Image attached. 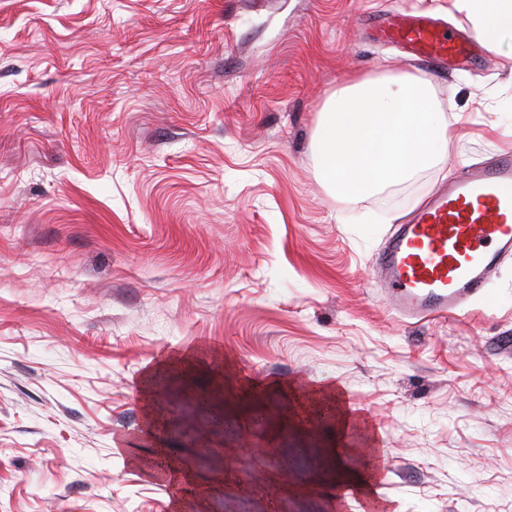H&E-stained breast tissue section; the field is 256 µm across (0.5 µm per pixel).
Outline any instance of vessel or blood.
Returning a JSON list of instances; mask_svg holds the SVG:
<instances>
[{"instance_id":"obj_1","label":"vessel or blood","mask_w":512,"mask_h":512,"mask_svg":"<svg viewBox=\"0 0 512 512\" xmlns=\"http://www.w3.org/2000/svg\"><path fill=\"white\" fill-rule=\"evenodd\" d=\"M380 38L434 62L468 55L471 38L437 19L406 14L381 27ZM512 254V155L466 167L435 192L412 221L398 225L379 260L391 308L420 320L452 317L484 293Z\"/></svg>"}]
</instances>
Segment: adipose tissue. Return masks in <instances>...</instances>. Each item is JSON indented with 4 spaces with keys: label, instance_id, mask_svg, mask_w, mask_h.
Returning a JSON list of instances; mask_svg holds the SVG:
<instances>
[{
    "label": "adipose tissue",
    "instance_id": "ef3b65f1",
    "mask_svg": "<svg viewBox=\"0 0 512 512\" xmlns=\"http://www.w3.org/2000/svg\"><path fill=\"white\" fill-rule=\"evenodd\" d=\"M448 13L488 49L512 38V0H448ZM466 110L445 117L429 79L411 73L352 74L327 100L314 147L324 181L352 204L379 187L437 165Z\"/></svg>",
    "mask_w": 512,
    "mask_h": 512
}]
</instances>
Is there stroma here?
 <instances>
[{
	"label": "stroma",
	"instance_id": "35a3bbf8",
	"mask_svg": "<svg viewBox=\"0 0 512 512\" xmlns=\"http://www.w3.org/2000/svg\"><path fill=\"white\" fill-rule=\"evenodd\" d=\"M422 9L448 0H0V512H219L208 465L195 499L146 465L190 453L138 390L183 368L275 412L304 387L358 408L378 464L302 461L292 512H512V257L447 319H401L374 267L447 176L512 150V41L439 66L371 32ZM354 72L425 75L471 119L349 205L312 137Z\"/></svg>",
	"mask_w": 512,
	"mask_h": 512
}]
</instances>
